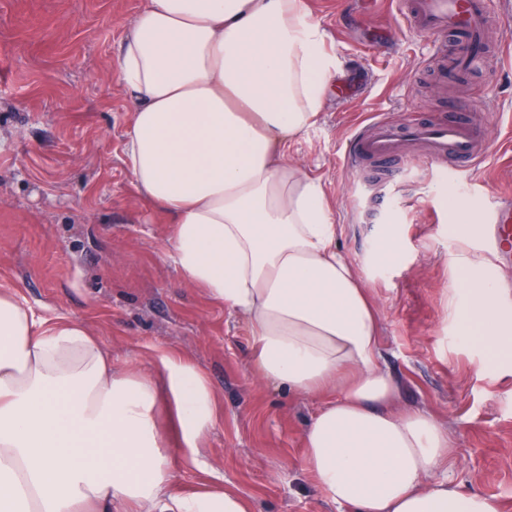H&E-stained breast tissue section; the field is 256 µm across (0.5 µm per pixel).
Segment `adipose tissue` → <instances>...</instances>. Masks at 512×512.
I'll return each mask as SVG.
<instances>
[{
    "mask_svg": "<svg viewBox=\"0 0 512 512\" xmlns=\"http://www.w3.org/2000/svg\"><path fill=\"white\" fill-rule=\"evenodd\" d=\"M114 72L136 108L127 163L142 197L173 224L182 275L245 316L261 380L297 394L336 389L305 430V468L347 512H498L437 473L448 432L395 413L371 300L336 247L322 186L287 159L316 122L336 60L302 0H147ZM459 312L495 353L512 317L494 282L461 256ZM156 374L113 365L83 325L41 318L0 290V512H253L223 479L181 494L161 401L186 468L220 419L187 358L154 348Z\"/></svg>",
    "mask_w": 512,
    "mask_h": 512,
    "instance_id": "1",
    "label": "adipose tissue"
}]
</instances>
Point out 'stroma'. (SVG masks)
<instances>
[{"mask_svg":"<svg viewBox=\"0 0 512 512\" xmlns=\"http://www.w3.org/2000/svg\"><path fill=\"white\" fill-rule=\"evenodd\" d=\"M146 0H0V289L43 317L88 327L118 367L149 364L164 347L209 379L221 419L203 450L206 472L179 465L187 491L208 476L245 494L254 512H339L304 466V429L318 400L256 378L241 315L185 281L167 216L139 193L126 162L134 105L111 69L123 30ZM324 31L337 79L288 161L319 179L341 255L367 286L380 325V364L399 382L397 410H421L452 440L449 482L512 512V351L463 341L468 297L452 259L483 256L456 230L457 206L512 197V54L492 56L470 88L497 148L439 194L419 169L386 182L347 169L353 128L400 98L435 113L441 94L417 40L377 0H303ZM393 240L394 252L381 247Z\"/></svg>","mask_w":512,"mask_h":512,"instance_id":"obj_1","label":"stroma"}]
</instances>
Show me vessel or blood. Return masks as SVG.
Segmentation results:
<instances>
[{
  "label": "vessel or blood",
  "instance_id": "1",
  "mask_svg": "<svg viewBox=\"0 0 512 512\" xmlns=\"http://www.w3.org/2000/svg\"><path fill=\"white\" fill-rule=\"evenodd\" d=\"M391 5L419 37L425 58H438L437 87L448 94V115L432 119L411 110L397 117L379 115L346 138L344 160L355 171L383 164L392 176L404 165L443 179L471 170L489 155L492 143L476 103L459 98L457 91L485 62V29L499 16L502 0H391ZM479 231L487 253L499 255L512 232V202L487 207Z\"/></svg>",
  "mask_w": 512,
  "mask_h": 512
}]
</instances>
